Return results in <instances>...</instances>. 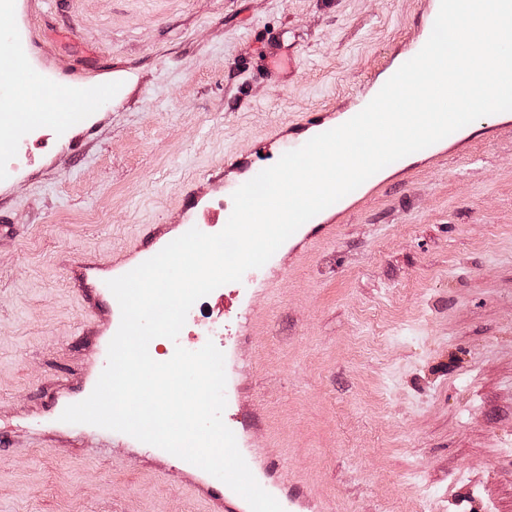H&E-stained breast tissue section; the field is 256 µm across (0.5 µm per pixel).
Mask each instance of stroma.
Listing matches in <instances>:
<instances>
[{
  "label": "stroma",
  "mask_w": 512,
  "mask_h": 512,
  "mask_svg": "<svg viewBox=\"0 0 512 512\" xmlns=\"http://www.w3.org/2000/svg\"><path fill=\"white\" fill-rule=\"evenodd\" d=\"M11 2L0 49L46 81L0 88L1 110L107 96L0 142V512H250L170 453L56 417L107 364L111 313L87 324L76 272L102 282L149 239L220 232L244 178L226 158L356 109L428 0ZM385 171L157 350L223 352V421L284 512H512V121Z\"/></svg>",
  "instance_id": "obj_1"
}]
</instances>
